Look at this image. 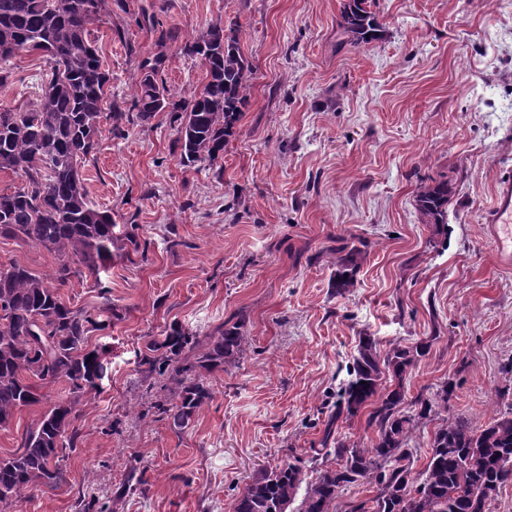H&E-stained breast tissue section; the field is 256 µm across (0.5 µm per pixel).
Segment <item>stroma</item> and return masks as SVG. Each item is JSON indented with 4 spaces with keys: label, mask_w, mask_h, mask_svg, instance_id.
I'll return each mask as SVG.
<instances>
[{
    "label": "stroma",
    "mask_w": 512,
    "mask_h": 512,
    "mask_svg": "<svg viewBox=\"0 0 512 512\" xmlns=\"http://www.w3.org/2000/svg\"><path fill=\"white\" fill-rule=\"evenodd\" d=\"M343 0H112L92 38L112 74L113 100L130 101L139 61L167 46L163 78L177 97L204 68L182 41L216 21L242 31L252 67L250 105L219 168L182 166L165 112L113 133L82 170L89 201L117 232L135 230L145 256L113 259L98 278H71V306L120 313L90 344L112 353L102 391L79 408L65 479L25 492L10 512H228L261 470L310 462L362 334L381 351L430 342L404 380L407 401L454 394L412 437L421 471L447 417L489 421L512 403V266H500L484 217L512 170V0H370L385 32L342 44ZM158 28L138 26L139 7ZM0 104L32 101L42 53L11 59ZM448 176V230L415 209L420 183ZM368 243L353 292L338 295L326 254L337 238ZM52 276L44 248L0 239V262ZM245 317L247 351L215 373L212 401L178 433L146 414L137 353L179 322L205 336ZM0 431V454L64 395Z\"/></svg>",
    "instance_id": "1"
}]
</instances>
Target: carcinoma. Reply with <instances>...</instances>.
Wrapping results in <instances>:
<instances>
[{
  "mask_svg": "<svg viewBox=\"0 0 512 512\" xmlns=\"http://www.w3.org/2000/svg\"><path fill=\"white\" fill-rule=\"evenodd\" d=\"M108 0H0V87L10 78L4 64L22 51L49 57L37 98L16 107H0V172L21 179L11 192L0 191V238L20 240L53 253V281L16 262L0 264V426L22 408L39 401L37 386L63 383L68 396L29 431L16 452L0 458V509L29 488L63 480L61 462L76 448L73 421L82 399L98 394L107 372L108 345H89V335L112 323L70 305L61 294L73 277L99 274L112 254L139 249L132 232L115 233L112 216L87 199L81 168L96 149L105 111L123 119L109 98L112 75L104 69L91 40L93 28L110 16ZM339 27L355 46L382 36V26L367 0H346ZM172 40L160 31L159 51L139 64L131 109L147 121L167 112L176 128L173 154L185 167L217 164L249 104L251 67L243 55L241 30L209 25L181 47L198 57L206 77L188 99H175L162 73ZM453 193L446 180L420 188L417 210L423 223H448ZM366 243L336 248L333 286L339 294L357 287ZM239 323L217 328L209 345L177 323L161 340L152 338L138 356L146 390L160 388L153 408L177 433L192 424L212 398L208 376L236 364L245 352ZM430 348L427 342L395 346L381 353L376 339L360 337L349 379L340 389L320 447L310 462L318 477L306 481L302 467L284 463L259 474L231 506V512H281L304 491L294 512H338L339 493L361 481L376 494L350 502L345 512H491L485 490L512 484V406L477 425L456 417L435 432L423 470L413 473L409 440L434 408L448 410L453 393L444 384L432 400H418L415 414L403 411V380ZM370 409L368 426L376 431L371 447L350 444L334 425Z\"/></svg>",
  "mask_w": 512,
  "mask_h": 512,
  "instance_id": "obj_1",
  "label": "carcinoma"
}]
</instances>
